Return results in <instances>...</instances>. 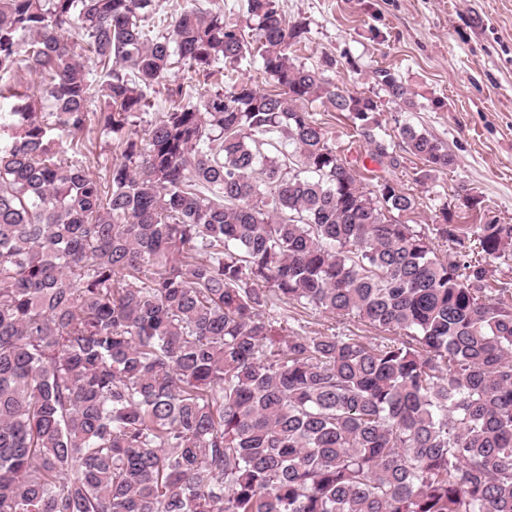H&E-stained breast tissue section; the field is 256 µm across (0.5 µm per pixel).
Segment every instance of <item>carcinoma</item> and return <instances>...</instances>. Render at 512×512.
I'll return each mask as SVG.
<instances>
[{"mask_svg":"<svg viewBox=\"0 0 512 512\" xmlns=\"http://www.w3.org/2000/svg\"><path fill=\"white\" fill-rule=\"evenodd\" d=\"M246 12L250 41L219 0H0V512H512V224L400 221L415 195L366 189L301 104L420 181L447 146L385 140L335 58L289 53L303 22ZM255 56L276 90L233 78ZM176 64L208 89L137 130ZM303 107L306 111L313 112V117L322 124L328 136L331 138V141L336 143V147L344 149L352 146L351 152L353 156H356L357 153H361L363 157H365L367 147L364 141H362V138L361 141L358 142L359 136H356L345 114L335 112L333 109H327L318 101L306 103ZM84 143L83 152L86 155L87 164L91 165V170L94 173L103 177L106 173L105 167H109L117 157L112 151V146L93 135L89 139L85 137ZM277 314L281 316L282 319H287L289 325H292L296 329H298V323L293 320V318L299 319V325H307V328L304 329L307 334L312 330L321 328L317 323L330 324L332 322L336 325V335L338 336H367L372 339V341H375L374 337L382 335V333L359 321L357 317L341 321H339V319L331 320L328 317L322 316V314H318V312L316 314L308 312V315H306L289 306L288 308L284 307L278 309Z\"/></svg>","mask_w":512,"mask_h":512,"instance_id":"carcinoma-1","label":"carcinoma"}]
</instances>
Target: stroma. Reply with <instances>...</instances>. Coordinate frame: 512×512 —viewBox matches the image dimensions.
Wrapping results in <instances>:
<instances>
[{"label": "stroma", "mask_w": 512, "mask_h": 512, "mask_svg": "<svg viewBox=\"0 0 512 512\" xmlns=\"http://www.w3.org/2000/svg\"><path fill=\"white\" fill-rule=\"evenodd\" d=\"M289 20L304 21L306 39L294 54L306 65L337 61V83L354 95L373 96L387 134L402 120L441 140L455 164L435 182L415 177L417 159L383 171L366 161V188L386 175L417 198L406 223L428 227L441 204L462 224H512V0H278ZM378 68L392 69L414 94V107L389 102L375 84ZM306 111L339 148L365 152L343 113L313 102ZM468 188L483 211L460 209Z\"/></svg>", "instance_id": "1"}]
</instances>
